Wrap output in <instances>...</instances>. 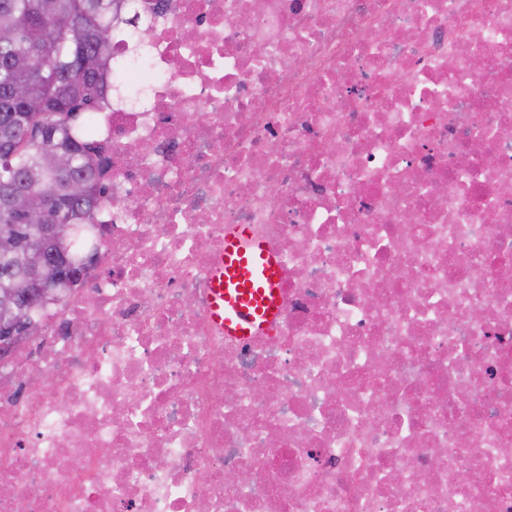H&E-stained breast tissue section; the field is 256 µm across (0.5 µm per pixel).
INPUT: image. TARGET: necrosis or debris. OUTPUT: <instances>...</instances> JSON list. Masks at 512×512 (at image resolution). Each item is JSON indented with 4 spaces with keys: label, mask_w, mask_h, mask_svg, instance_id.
Returning <instances> with one entry per match:
<instances>
[{
    "label": "necrosis or debris",
    "mask_w": 512,
    "mask_h": 512,
    "mask_svg": "<svg viewBox=\"0 0 512 512\" xmlns=\"http://www.w3.org/2000/svg\"><path fill=\"white\" fill-rule=\"evenodd\" d=\"M126 12L148 96L106 90L94 260L0 360V512H512V0ZM239 224L281 264L246 341ZM278 260L266 243L239 224L224 238V261L211 280L210 311L225 332L248 339L278 314Z\"/></svg>",
    "instance_id": "1"
}]
</instances>
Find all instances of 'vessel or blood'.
Segmentation results:
<instances>
[{
  "label": "vessel or blood",
  "instance_id": "vessel-or-blood-1",
  "mask_svg": "<svg viewBox=\"0 0 512 512\" xmlns=\"http://www.w3.org/2000/svg\"><path fill=\"white\" fill-rule=\"evenodd\" d=\"M278 283L275 255L247 225H237L224 238V259L211 280V314L228 335L250 338L275 322Z\"/></svg>",
  "mask_w": 512,
  "mask_h": 512
}]
</instances>
